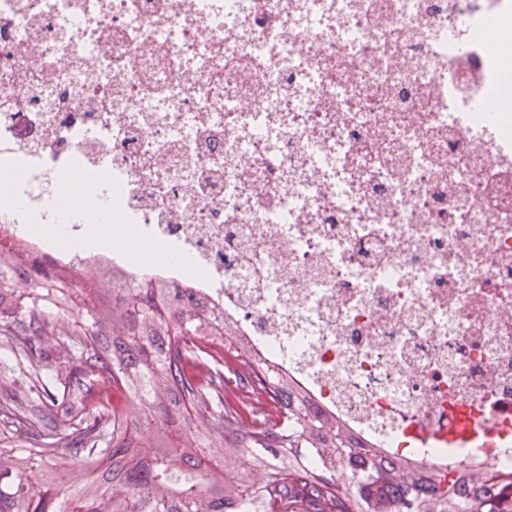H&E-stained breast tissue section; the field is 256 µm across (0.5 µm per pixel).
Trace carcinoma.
Wrapping results in <instances>:
<instances>
[{
  "mask_svg": "<svg viewBox=\"0 0 512 512\" xmlns=\"http://www.w3.org/2000/svg\"><path fill=\"white\" fill-rule=\"evenodd\" d=\"M0 336L35 375L59 362L44 343L82 352L39 426L0 385L28 444L0 446V512H512V473L388 456L188 282H82L0 245Z\"/></svg>",
  "mask_w": 512,
  "mask_h": 512,
  "instance_id": "carcinoma-1",
  "label": "carcinoma"
}]
</instances>
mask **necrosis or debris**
I'll list each match as a JSON object with an SVG mask.
<instances>
[{
    "label": "necrosis or debris",
    "instance_id": "4bbe7bcc",
    "mask_svg": "<svg viewBox=\"0 0 512 512\" xmlns=\"http://www.w3.org/2000/svg\"><path fill=\"white\" fill-rule=\"evenodd\" d=\"M494 39L512 0H0V241L190 282L387 454L511 470ZM89 219L98 221L99 224L96 225L97 235L86 242V247H93L101 243H106L115 249L119 250H128L132 249V244L130 241L118 242L112 240V221L104 218H100L96 211H91L86 213Z\"/></svg>",
    "mask_w": 512,
    "mask_h": 512
}]
</instances>
